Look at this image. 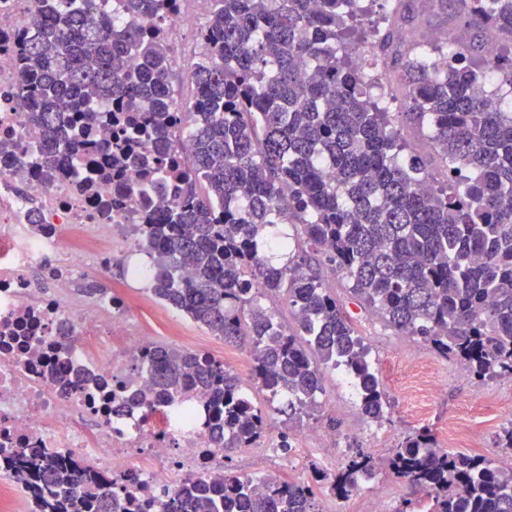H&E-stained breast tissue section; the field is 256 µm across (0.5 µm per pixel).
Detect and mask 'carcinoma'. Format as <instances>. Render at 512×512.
Returning a JSON list of instances; mask_svg holds the SVG:
<instances>
[{
  "label": "carcinoma",
  "instance_id": "1",
  "mask_svg": "<svg viewBox=\"0 0 512 512\" xmlns=\"http://www.w3.org/2000/svg\"><path fill=\"white\" fill-rule=\"evenodd\" d=\"M32 30L21 48V108L47 144L43 174L57 154L104 151L114 172L136 169L147 193L172 202L146 224L153 294L229 346L248 348L255 381L288 396L295 419L324 391L325 369L356 377L362 414L386 418L389 402L354 325L325 283L327 266L397 334L417 337L475 378H512V112L493 108L478 88L491 68L512 87V59H472L463 41L448 67L431 68L421 44L404 63L401 109L427 131L444 164L431 174L394 130L379 83L378 57L352 60L344 40L368 13L360 0H209L197 39L195 107L173 108V58L159 36L175 0H123L127 16L153 28L120 29L94 0H33ZM480 33L512 39V0H454ZM111 104L108 114L96 103ZM188 129L186 164L171 132ZM79 127L81 137L67 136ZM299 224L308 246L289 256L288 239L267 235ZM195 269L183 279L180 264ZM288 296L285 327L262 299ZM152 408L190 386L209 398L214 431L242 448L268 428L239 378L219 361L160 345L147 361ZM26 472L39 512H114L112 490L82 477L44 449L9 459ZM376 458L361 449L315 482L347 496ZM387 470L428 512H512V470L479 454L441 447L428 430L403 436ZM163 512H314L308 481L224 474L187 477Z\"/></svg>",
  "mask_w": 512,
  "mask_h": 512
}]
</instances>
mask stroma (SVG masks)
Returning <instances> with one entry per match:
<instances>
[{
	"instance_id": "obj_1",
	"label": "stroma",
	"mask_w": 512,
	"mask_h": 512,
	"mask_svg": "<svg viewBox=\"0 0 512 512\" xmlns=\"http://www.w3.org/2000/svg\"><path fill=\"white\" fill-rule=\"evenodd\" d=\"M464 27L455 9L453 0H414L411 11L402 23V30L410 40L429 41L437 31L458 32ZM328 285L352 316L355 328L370 352V359L377 369L392 365L395 354L416 347L410 337L397 335L379 316L350 291V283L341 276H332ZM435 363L441 373L443 385L434 395L426 416H417L414 403L397 386L395 378H381L388 396L389 420L383 424L370 422L362 414L356 397L336 381L334 371H326L324 391L317 404L310 409L308 419L318 425H326L328 418H335L336 431L345 455H352L361 448L379 457H387L390 448L405 432L429 429L438 431L448 417L467 414L473 419V428L479 444L477 454L497 459L502 451L496 445V434L504 421L490 404L476 402L479 394L496 395L512 392V379H474L466 369L452 359L436 357Z\"/></svg>"
}]
</instances>
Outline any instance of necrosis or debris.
<instances>
[{"label":"necrosis or debris","mask_w":512,"mask_h":512,"mask_svg":"<svg viewBox=\"0 0 512 512\" xmlns=\"http://www.w3.org/2000/svg\"><path fill=\"white\" fill-rule=\"evenodd\" d=\"M208 0H177L168 42L186 67L201 50L186 42ZM32 0H0V512H38L14 452L44 448L77 470L109 477L143 512H161L167 493L189 476H224V450L211 436L207 400L186 389L149 415L131 397L148 390L140 367L156 345L134 298L105 285L118 258L142 254L146 214L138 172L86 179L62 170L44 179V138L18 105V50L31 28ZM420 350L404 359L401 388L425 414L439 388ZM268 463L287 466L303 449L336 464L335 440L315 430L264 434L254 443Z\"/></svg>","instance_id":"1"}]
</instances>
